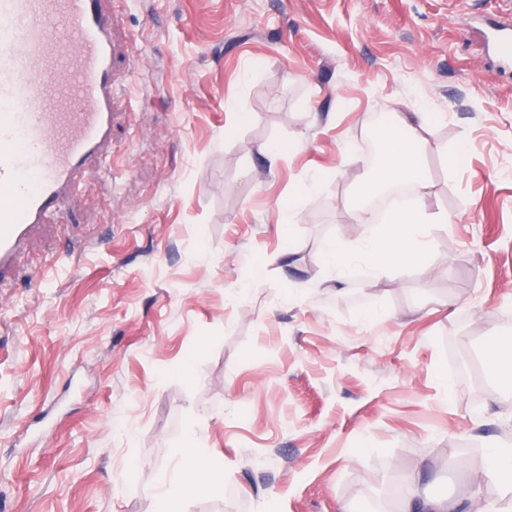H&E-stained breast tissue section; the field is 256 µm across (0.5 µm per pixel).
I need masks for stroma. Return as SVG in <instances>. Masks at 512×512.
<instances>
[{"mask_svg": "<svg viewBox=\"0 0 512 512\" xmlns=\"http://www.w3.org/2000/svg\"><path fill=\"white\" fill-rule=\"evenodd\" d=\"M111 171L90 164L0 285V512H152L195 430L233 471L184 512H395L415 470L512 448V0H117ZM427 112L428 245L324 273L358 236L377 117ZM275 156L262 153V146ZM295 223H288L289 208Z\"/></svg>", "mask_w": 512, "mask_h": 512, "instance_id": "1", "label": "stroma"}]
</instances>
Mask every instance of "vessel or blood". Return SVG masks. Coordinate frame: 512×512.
<instances>
[{
    "instance_id": "vessel-or-blood-1",
    "label": "vessel or blood",
    "mask_w": 512,
    "mask_h": 512,
    "mask_svg": "<svg viewBox=\"0 0 512 512\" xmlns=\"http://www.w3.org/2000/svg\"><path fill=\"white\" fill-rule=\"evenodd\" d=\"M105 0H0V280L105 162L117 59Z\"/></svg>"
}]
</instances>
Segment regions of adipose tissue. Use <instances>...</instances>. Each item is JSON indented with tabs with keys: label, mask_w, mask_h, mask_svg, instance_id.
<instances>
[{
	"label": "adipose tissue",
	"mask_w": 512,
	"mask_h": 512,
	"mask_svg": "<svg viewBox=\"0 0 512 512\" xmlns=\"http://www.w3.org/2000/svg\"><path fill=\"white\" fill-rule=\"evenodd\" d=\"M374 136L377 165L370 183L364 184V191L407 183L412 185L417 201L411 208L392 217L391 230H384L382 225L366 218L362 221L363 236L339 238L330 243L323 261L340 277L357 263L374 274H388L410 253L412 246L418 244L428 225L443 221L442 216L428 212L421 203L429 189L423 173V158L427 149L434 145L432 127L425 113L413 117L390 114L388 122L375 130ZM485 467L487 474L498 480L500 495L493 503L474 501V512H512V448L486 449ZM202 469L220 472L224 464L204 459L200 449H185L183 464L161 473L153 512H182L185 499L201 490L193 475ZM454 509V502L429 498L418 473L405 477L399 493L398 512H454Z\"/></svg>",
	"instance_id": "ef3b65f1"
}]
</instances>
